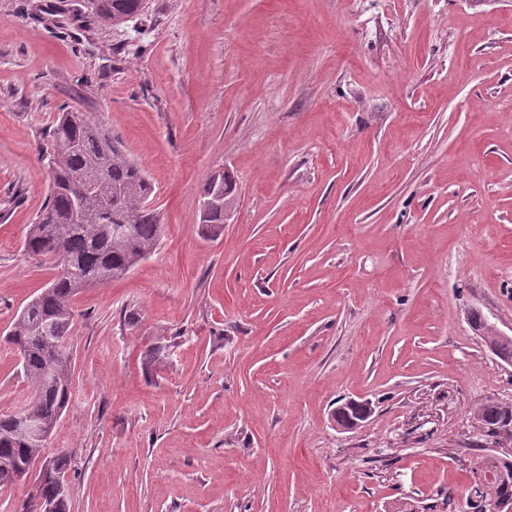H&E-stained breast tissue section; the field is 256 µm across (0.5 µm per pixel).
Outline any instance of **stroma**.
Segmentation results:
<instances>
[{
	"label": "stroma",
	"mask_w": 512,
	"mask_h": 512,
	"mask_svg": "<svg viewBox=\"0 0 512 512\" xmlns=\"http://www.w3.org/2000/svg\"><path fill=\"white\" fill-rule=\"evenodd\" d=\"M145 33L0 0V413L32 388L5 341L56 275L22 241L58 114L118 136L164 233L74 300L69 512H389L462 495L472 412L512 366V0H146ZM236 183L220 235L215 172ZM371 416L336 427L338 400ZM221 184L224 188V198L223 202H217L215 205L209 207L206 211L204 208L206 207V202L202 203V210L200 216V223L207 224L210 230L213 233H218L219 230L223 229L224 224V204L225 203H233L236 194H235V185L233 184L232 179L226 173L214 175L211 177L203 186L201 197L204 200H208L211 198V193L215 185ZM472 325L476 331H478L490 348L494 355H496L501 361L510 364L512 363V336L501 332L500 335L497 327L493 326L484 316L479 312H475L472 315Z\"/></svg>",
	"instance_id": "obj_1"
}]
</instances>
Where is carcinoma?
<instances>
[{
  "instance_id": "1",
  "label": "carcinoma",
  "mask_w": 512,
  "mask_h": 512,
  "mask_svg": "<svg viewBox=\"0 0 512 512\" xmlns=\"http://www.w3.org/2000/svg\"><path fill=\"white\" fill-rule=\"evenodd\" d=\"M146 0H87L94 17L120 27L139 16ZM51 135L57 159L51 168L49 199L29 225L24 250L31 257H53L61 272L34 296L18 315L7 335L22 359L33 397L25 412L55 429L73 399L69 333L73 321L72 301L84 288L106 283L131 271L158 246L163 224L150 206L152 186L122 143L79 111L63 112ZM224 188L223 201L201 212L200 223L214 233L223 229L224 204L236 197L235 185L225 173L211 177L201 197L211 198L216 185ZM472 325L494 355L512 363V336H502L484 316L475 312ZM371 407L339 406L333 420L344 423ZM473 419L489 430L512 434V403L489 402L474 411ZM56 457V469L67 470L70 456L43 453L27 434L13 426V414H0V465L24 466L41 455ZM478 468L491 481L466 496L471 512H486L491 503L512 509V452L492 450ZM58 482L38 474L34 498H55Z\"/></svg>"
}]
</instances>
